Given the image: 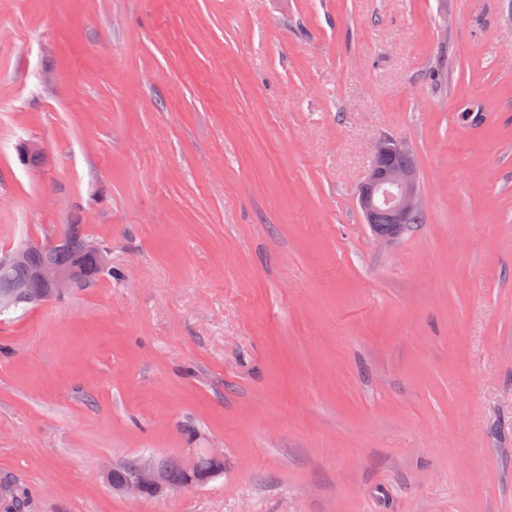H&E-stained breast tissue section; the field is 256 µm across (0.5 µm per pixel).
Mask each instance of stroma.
<instances>
[{
    "instance_id": "35a3bbf8",
    "label": "stroma",
    "mask_w": 512,
    "mask_h": 512,
    "mask_svg": "<svg viewBox=\"0 0 512 512\" xmlns=\"http://www.w3.org/2000/svg\"><path fill=\"white\" fill-rule=\"evenodd\" d=\"M68 224L111 275L0 315L27 512H512V0H0V252ZM411 151L400 141L384 137L375 146L374 163L358 193L366 224L378 240L387 242L401 234L408 224L422 221L424 196L419 169ZM380 218L389 230H380ZM218 467L219 463H215V461L210 457H205L196 462V467L192 473L177 466L168 467V471L166 472V468L164 466L155 465L151 461L143 460L136 469L135 465H130L122 470L112 471L111 480L113 485H120L133 476L135 469V477L120 486L119 489L126 492L129 496L142 498L143 491L146 487H161L166 483V481V484L177 485L191 480L197 471L209 473L214 469L217 470Z\"/></svg>"
}]
</instances>
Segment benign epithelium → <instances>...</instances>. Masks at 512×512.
<instances>
[{"mask_svg": "<svg viewBox=\"0 0 512 512\" xmlns=\"http://www.w3.org/2000/svg\"><path fill=\"white\" fill-rule=\"evenodd\" d=\"M411 151L400 141L384 137L375 146L374 163L358 193V203L366 224L378 240L390 241L401 234L423 212L424 196L417 163L409 161ZM65 247L56 238L40 247L41 261L29 264L32 248L20 244L0 255V270L17 266L29 267V277L39 285L30 291L22 281H0V313L15 309L20 303L40 305L70 292L87 278L81 261L56 262L55 254ZM86 253L101 271L111 265L108 250L93 238L86 242ZM167 481L166 468L143 460L135 469V477L120 486L128 495L141 498L149 486L161 487Z\"/></svg>", "mask_w": 512, "mask_h": 512, "instance_id": "obj_1", "label": "benign epithelium"}]
</instances>
